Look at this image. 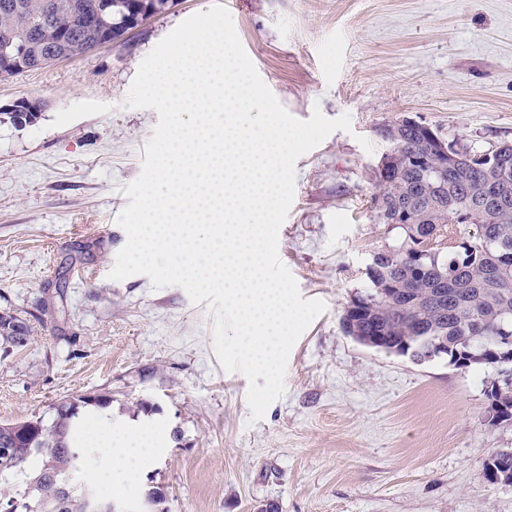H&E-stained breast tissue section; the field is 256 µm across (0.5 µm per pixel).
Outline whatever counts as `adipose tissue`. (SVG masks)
Wrapping results in <instances>:
<instances>
[{
    "mask_svg": "<svg viewBox=\"0 0 512 512\" xmlns=\"http://www.w3.org/2000/svg\"><path fill=\"white\" fill-rule=\"evenodd\" d=\"M89 438L102 449L114 468L128 479L135 476L138 466L148 457L152 442L151 435L147 433L131 431L124 435H113L112 419L103 413L94 419Z\"/></svg>",
    "mask_w": 512,
    "mask_h": 512,
    "instance_id": "adipose-tissue-1",
    "label": "adipose tissue"
}]
</instances>
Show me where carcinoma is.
I'll return each mask as SVG.
<instances>
[{"label":"carcinoma","instance_id":"1","mask_svg":"<svg viewBox=\"0 0 512 512\" xmlns=\"http://www.w3.org/2000/svg\"><path fill=\"white\" fill-rule=\"evenodd\" d=\"M16 2L21 13L0 8V29L28 36L29 21H39L53 5L54 22L66 27L65 46L40 34L33 56L41 66L57 56L75 57L92 50L109 33L121 41L130 21L142 12L157 14L173 0H112V15L90 34L70 13V0ZM393 146L376 166L373 206L378 223L403 231L394 246L372 255L369 284L347 306L342 327L363 342H379L385 351L410 355L430 338L440 344L434 357L457 367H492L499 380L487 391L489 414L512 422V386L500 378L512 372V144L492 150L458 146L418 123L390 122L380 128ZM474 224L477 234L462 227ZM30 326L8 311L0 312V341L26 346ZM412 356V355H410ZM412 360L422 361L415 354ZM110 397L79 395L63 402L51 426L43 420L0 423V512H118L110 499L89 485L70 483L85 457L73 444L81 409L106 408ZM484 474L512 482V448L484 461Z\"/></svg>","mask_w":512,"mask_h":512}]
</instances>
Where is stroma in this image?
I'll return each instance as SVG.
<instances>
[{"instance_id": "35a3bbf8", "label": "stroma", "mask_w": 512, "mask_h": 512, "mask_svg": "<svg viewBox=\"0 0 512 512\" xmlns=\"http://www.w3.org/2000/svg\"><path fill=\"white\" fill-rule=\"evenodd\" d=\"M229 10L258 74L296 118L350 114L296 162L278 254L303 298L327 309L293 346L283 397L248 424L249 381L224 371L214 317L180 287L110 280L127 235L116 217L158 122L126 107L140 63L178 24ZM0 310L28 344H0V422L51 423L71 397L108 394L112 427L156 433L119 512H512V484L483 462L512 448L488 419L492 367L417 363L341 325L374 252L380 126L410 118L488 150L512 143V0H175L124 39L0 78ZM164 498L148 506L147 495Z\"/></svg>"}]
</instances>
